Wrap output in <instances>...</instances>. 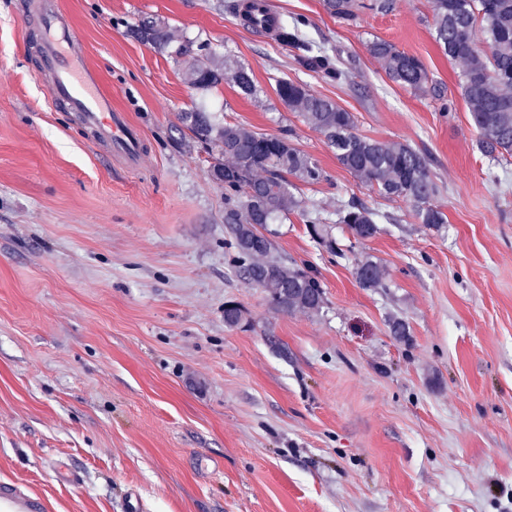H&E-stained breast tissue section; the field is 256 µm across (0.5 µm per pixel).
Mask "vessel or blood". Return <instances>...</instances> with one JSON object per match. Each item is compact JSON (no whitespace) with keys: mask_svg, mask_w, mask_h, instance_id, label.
Here are the masks:
<instances>
[{"mask_svg":"<svg viewBox=\"0 0 512 512\" xmlns=\"http://www.w3.org/2000/svg\"><path fill=\"white\" fill-rule=\"evenodd\" d=\"M245 4L252 16L249 31L274 39L279 19L267 0H245ZM33 9L34 36L41 50L42 72L50 80L52 101L75 112L82 125L106 144L107 160L129 171L139 169L143 136L126 113L113 110L111 96L101 89L98 76L86 63L78 33L54 0H37ZM0 512H49V503L21 482L1 480Z\"/></svg>","mask_w":512,"mask_h":512,"instance_id":"vessel-or-blood-1","label":"vessel or blood"}]
</instances>
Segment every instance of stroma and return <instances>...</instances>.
<instances>
[{
    "instance_id": "stroma-1",
    "label": "stroma",
    "mask_w": 512,
    "mask_h": 512,
    "mask_svg": "<svg viewBox=\"0 0 512 512\" xmlns=\"http://www.w3.org/2000/svg\"><path fill=\"white\" fill-rule=\"evenodd\" d=\"M27 2L0 0V478L52 512H126L133 493L141 512H512V156L483 152L429 0L347 24L324 0H271L288 44L251 35L234 0H56L142 131L134 172L52 103ZM143 20L245 66L256 95L196 91L184 57L132 34ZM376 39L418 57L447 105L390 82ZM311 50L347 79L305 70ZM282 78L425 155L446 224L344 169L279 100ZM197 103L323 169L296 193L335 247L295 212L272 227L277 256L320 282L319 311H277L238 267L213 159L178 129ZM351 200L380 211L373 238L335 223ZM367 258L386 287L358 284Z\"/></svg>"
}]
</instances>
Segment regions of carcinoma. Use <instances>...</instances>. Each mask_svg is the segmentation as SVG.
Wrapping results in <instances>:
<instances>
[{
	"label": "carcinoma",
	"instance_id": "obj_1",
	"mask_svg": "<svg viewBox=\"0 0 512 512\" xmlns=\"http://www.w3.org/2000/svg\"><path fill=\"white\" fill-rule=\"evenodd\" d=\"M436 40L443 53L465 64L463 96L469 105L480 145L488 153L512 154V0H430ZM329 13L352 22L361 9L387 13L394 0H325ZM141 42L164 51L172 43L166 27L144 20L132 28ZM392 82L417 92L428 91L431 78L415 56L378 40L369 45ZM180 56L191 58L192 86L208 90L232 80L245 95L256 92L250 72L232 69L224 57L205 44L183 41ZM303 64L340 81L346 73L325 55L307 57ZM276 92L288 108L318 130L334 150L339 164L355 177L377 187L388 200L414 204L421 223L438 227L446 216L433 204L439 192L426 157L407 143L386 144L353 132L354 117L335 102L310 93L303 85L279 80ZM180 130L218 153L210 172L224 183V229L245 262L243 274L267 290L271 304L280 312L318 311L324 300L320 283L302 269L290 268L274 254L275 244L263 230L288 213L307 216L312 233L323 238L326 219L307 209L292 192V176L314 184L324 179L319 164L288 138L253 131L240 123L220 121L211 112L191 108L178 113ZM378 213L349 202L338 211L358 241L378 232ZM363 288H383L381 266L365 261L355 269Z\"/></svg>",
	"mask_w": 512,
	"mask_h": 512
}]
</instances>
